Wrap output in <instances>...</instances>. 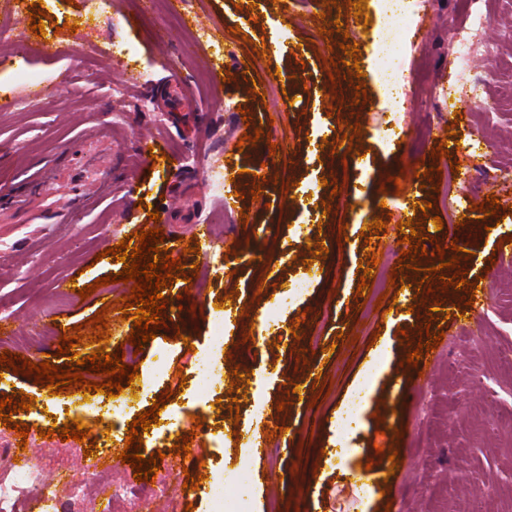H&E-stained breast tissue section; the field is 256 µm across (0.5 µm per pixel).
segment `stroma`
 <instances>
[{"mask_svg":"<svg viewBox=\"0 0 512 512\" xmlns=\"http://www.w3.org/2000/svg\"><path fill=\"white\" fill-rule=\"evenodd\" d=\"M44 34L32 29L28 0H0V23L19 29L21 41L0 39V209L25 207L31 180L41 176L70 192L84 179L87 151L111 161V146L121 143L122 162L113 163L112 185L103 201L90 212L74 215L66 225H32L13 248L0 252V354L10 352L24 360L42 363L52 354L64 366L68 355L58 352L66 329L82 325L103 305L130 295L131 283L103 286L86 299L68 298L49 306L55 285L79 277L82 285L117 274L119 266L106 256L109 247L125 236L149 229L150 213L165 222L163 244L180 259L190 275L195 312L179 308L178 291L162 288L167 301L164 329L144 343L138 362L140 378L123 396L142 389L143 374L166 349L171 369L186 367L190 355L206 349L210 321L218 301L238 298L224 339L225 371L249 376L244 385H233L220 400L202 403L181 393L176 381L155 383L137 412L150 409L160 395L183 407L182 435H189L194 418L224 419V444L213 448L194 439L199 460L212 455L224 458L220 473L229 489L246 486L252 512H462L477 491L484 489L483 512H512V194L496 188L493 180L475 178L479 168H492L512 160V112L489 113L472 105H456L440 97V90L457 82L448 57V43L462 19L460 0H432L423 25L426 38L416 43L405 60L415 77L405 103L384 97L375 76L372 57L375 35L383 18L372 0L355 13L348 0H188V17L211 28L222 51L200 46L187 50L189 33L171 24L166 15L144 16L132 0H112L105 16L94 19L82 6L67 0H43ZM492 16L486 38L497 58L512 61V0H488ZM76 24V33L64 23ZM342 23L344 33L334 32ZM289 39H281V31ZM52 39L59 53L41 54L43 39ZM166 48H159V40ZM129 41L138 49L128 63L113 59L112 45ZM357 45L359 73L349 72L342 43ZM209 60L211 77L195 82L194 101L180 98L181 78H193L200 60ZM41 74L47 89L60 103L49 109L29 98L16 79L17 66ZM275 81L274 94L256 96L253 87ZM365 84L367 100L355 106L330 98L331 90L355 94ZM407 110L409 134L392 144L377 140L378 124L391 112ZM249 124H241L240 113ZM452 118V128L436 127L438 116ZM359 125L356 151L365 155L373 175L364 179L355 167L342 163L331 134L339 125ZM287 134L291 149L270 164L250 140L255 130ZM169 145L182 149V166L158 160L154 168L142 161V148L155 133ZM480 146L468 147L471 138ZM448 155H434L438 145ZM225 164L234 182L225 186L230 210L217 214L213 192L203 178L198 156ZM459 162L462 186L456 197L446 199L433 188L422 187L425 170L449 168ZM263 174L269 191L265 199L245 195L253 175ZM336 187H327V180ZM320 185L328 195L327 213L308 215V198L299 187ZM356 205H347V198ZM392 199L393 207H380L379 198ZM495 198L494 215L478 211L486 198ZM459 208L466 220L495 226L499 236L492 243L464 247V260L444 268L434 251L454 236L455 226L436 228L435 216L443 205ZM423 208L422 262L429 274L407 269L398 273L397 286L385 299L383 310L365 307L356 290L364 271L360 267L373 251L395 249L405 236L401 223L414 209ZM385 219L382 232H369L376 219ZM214 225L223 238L226 259L223 271L203 277L194 274L200 255L185 253L199 227ZM301 224L311 233L285 243L288 228ZM344 243H337L338 235ZM321 242L327 250L323 261H310L309 243ZM464 271L468 282L480 285V298L470 302L464 289H442L440 281ZM308 275L309 294L283 315L280 333L239 343L250 330V318L268 301L286 291L291 278ZM428 288H420V281ZM335 310L324 329L322 348L334 354L322 357L306 342L327 297ZM433 300L434 316L442 326H431L441 342L423 368L406 364L412 342L418 341L417 321L407 309L421 299ZM464 309L468 320H447V312ZM471 349L468 362L457 353ZM384 355L386 370L374 377L353 425L347 448L336 446L334 422L361 384L367 367ZM487 375L485 385L470 400L459 392L473 377ZM328 386L327 394L313 392L316 382ZM298 395H291V388ZM264 393L262 420L282 427L281 450L273 457L259 454L236 439L235 429H259L262 420H250L256 393ZM34 397L33 410L14 414V422L30 428L21 462L58 457L61 471L44 475L45 491L62 498L70 481H98L99 456L83 452L61 453L60 438L39 437L42 422L37 413L65 402L66 421L91 427V436L103 440L104 424L84 411L86 401L67 389L49 394L34 376L14 373L0 365V398ZM398 449L410 470L400 486L386 478L388 449ZM272 481H265V474Z\"/></svg>","mask_w":512,"mask_h":512,"instance_id":"1","label":"stroma"}]
</instances>
